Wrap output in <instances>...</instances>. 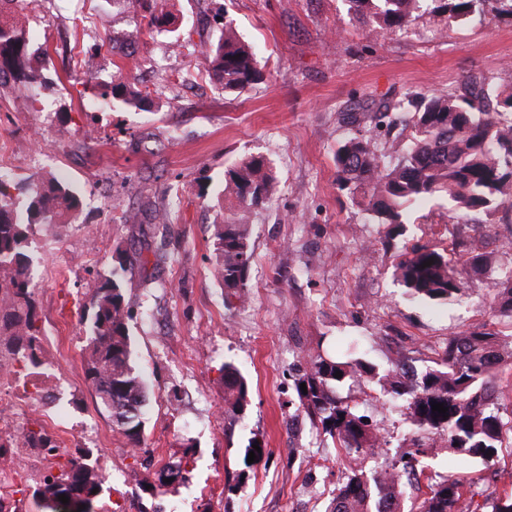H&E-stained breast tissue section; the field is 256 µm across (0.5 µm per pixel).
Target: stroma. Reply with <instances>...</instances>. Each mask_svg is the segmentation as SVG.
Here are the masks:
<instances>
[{
  "mask_svg": "<svg viewBox=\"0 0 512 512\" xmlns=\"http://www.w3.org/2000/svg\"><path fill=\"white\" fill-rule=\"evenodd\" d=\"M50 8L52 21H26L33 46L48 51L35 86L43 108L33 111L26 96L0 87V160L38 141L40 173L66 176L83 207L62 233L37 228L28 250L47 345L41 360L58 365L69 385L35 402L19 427L38 423L66 438L69 452L93 450L104 479L96 512H324L347 461L317 447L306 423L289 425L298 405L289 368L307 354L356 344L379 370L403 359L422 369L451 337L498 322L488 308L492 273L445 306L404 296L400 249L449 246L448 205L432 199L415 208L397 247H384L383 225L337 188L333 155L348 134L339 114L468 76L512 83V16L489 8L445 37L423 18L385 37L353 18L346 0H170L173 31L143 35L130 51L104 45L103 67L87 73L79 63L87 28L120 42L131 18L119 0H51ZM222 18L252 45L265 73L240 93L202 76L182 80L201 35H217ZM117 74L149 91L142 109L83 110L94 86ZM247 154L266 158L277 184L248 214L249 299L230 305L212 273L216 189ZM169 184L176 200L164 194ZM145 206L171 207L166 236L125 223V210ZM464 232L512 266V211L472 216ZM119 248L148 261L159 248L170 256L123 276L135 364L149 387L137 447L113 426L84 374L95 283ZM79 255L90 263H76ZM227 362L251 385L250 405L237 417L224 413ZM349 393L365 401L389 453L405 447L410 428L399 409H381L378 385L356 383ZM254 438L270 457L248 468L243 454ZM178 463L186 481L161 484L163 469ZM424 464L476 478L485 499L512 483L508 454L494 466L448 454ZM236 475V492L225 494L226 478Z\"/></svg>",
  "mask_w": 512,
  "mask_h": 512,
  "instance_id": "obj_1",
  "label": "stroma"
}]
</instances>
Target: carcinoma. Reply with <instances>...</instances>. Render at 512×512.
<instances>
[{
	"label": "carcinoma",
	"mask_w": 512,
	"mask_h": 512,
	"mask_svg": "<svg viewBox=\"0 0 512 512\" xmlns=\"http://www.w3.org/2000/svg\"><path fill=\"white\" fill-rule=\"evenodd\" d=\"M147 33L160 31L173 16L159 0H136ZM349 11L386 36L402 35L427 17L448 34L457 25L484 13L488 0H347ZM202 70L227 92H241L263 78L253 48L232 22L224 23L215 38L199 42ZM46 55L33 47L23 26L0 19V86L9 85L23 95L33 92L35 58ZM96 98L106 104L118 100L138 108L146 95L127 80L103 87ZM359 105L341 113L349 135L334 152L336 184L358 201L378 224L386 226L385 243L403 235L406 213L422 200L441 196L456 222L472 214L491 216L512 208V88H484L466 83L465 91L439 90L431 94L410 92L396 102L380 104L369 116ZM413 129L410 144L398 161L389 165L379 153L376 132L391 131L401 123ZM25 204L10 192L11 178L0 172V337L5 351L19 363L36 364L39 346L34 283L27 250L37 226L55 227L71 221L81 200L71 185L57 176L24 179ZM276 187L272 168L261 156L242 158L224 173L217 197L237 206L217 225L213 273L227 295L242 302L249 288L253 261L246 213L263 204ZM117 266L96 284L94 313L88 329L89 357L85 377L97 389L101 403L112 406L113 423L135 447L141 445L148 386L132 363L121 274L133 268L134 259L117 253ZM430 262L424 266V262ZM476 274L495 268L492 254L473 244L452 241L451 248L423 244L401 254L399 281L412 300L445 304L465 287L457 264ZM491 307L512 330V267L501 271ZM504 335L499 329L476 326L452 337L432 365L419 371L397 362L386 372L360 358L310 354L306 366L293 374L303 417L324 448H334L352 464L336 487L327 512H399L405 477L427 481L426 497L416 512H512V486L489 503L476 500L475 483L455 474L428 475L417 468L418 457L447 452L464 460L491 466L498 462L506 426L500 414L504 393L498 379L502 369ZM341 372L342 377L334 374ZM224 402L232 414L249 405L247 378L232 363L222 368ZM376 381L391 400L405 407L411 423L410 451L380 471L366 472L361 461L379 453L386 442L376 433L367 414L339 389L357 380ZM306 384L307 390L300 389ZM448 407L446 415L432 405ZM24 444L54 448L45 432L30 431ZM102 482L94 467L70 458L57 475L43 480L38 494L45 512H65L58 496L85 497L87 510L95 512Z\"/></svg>",
	"instance_id": "carcinoma-1"
}]
</instances>
